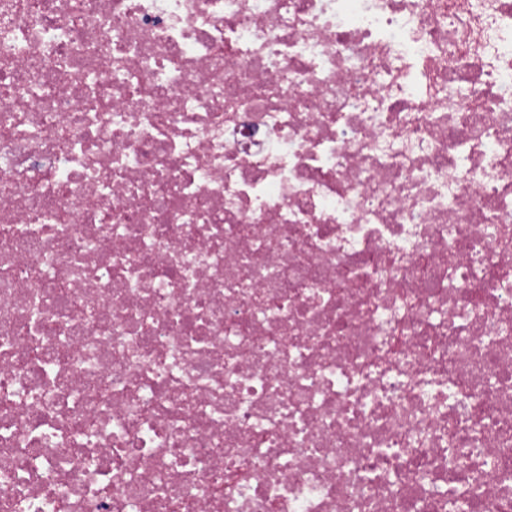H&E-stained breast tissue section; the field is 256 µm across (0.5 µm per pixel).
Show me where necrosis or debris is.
Listing matches in <instances>:
<instances>
[{"label":"necrosis or debris","instance_id":"necrosis-or-debris-1","mask_svg":"<svg viewBox=\"0 0 512 512\" xmlns=\"http://www.w3.org/2000/svg\"><path fill=\"white\" fill-rule=\"evenodd\" d=\"M512 512V0H0V512Z\"/></svg>","mask_w":512,"mask_h":512}]
</instances>
